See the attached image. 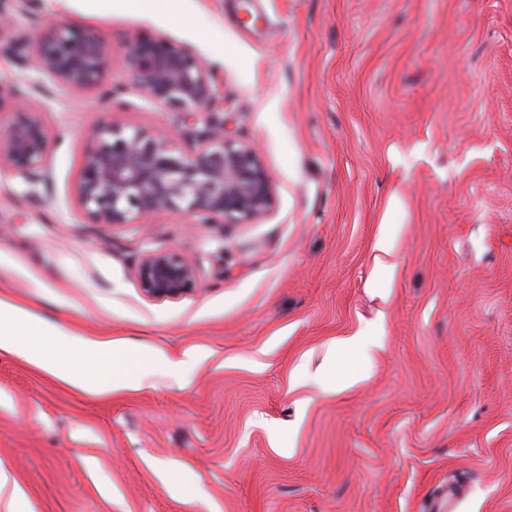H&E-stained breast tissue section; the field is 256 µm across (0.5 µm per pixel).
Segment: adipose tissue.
Segmentation results:
<instances>
[{
  "instance_id": "ef3b65f1",
  "label": "adipose tissue",
  "mask_w": 512,
  "mask_h": 512,
  "mask_svg": "<svg viewBox=\"0 0 512 512\" xmlns=\"http://www.w3.org/2000/svg\"><path fill=\"white\" fill-rule=\"evenodd\" d=\"M0 353L24 359L70 386L87 388L95 374L109 371L102 390L138 387L144 375L129 350L69 335L30 310L0 299Z\"/></svg>"
}]
</instances>
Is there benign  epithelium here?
<instances>
[{
  "instance_id": "obj_1",
  "label": "benign epithelium",
  "mask_w": 512,
  "mask_h": 512,
  "mask_svg": "<svg viewBox=\"0 0 512 512\" xmlns=\"http://www.w3.org/2000/svg\"><path fill=\"white\" fill-rule=\"evenodd\" d=\"M35 70L67 87L94 89L111 69L99 34L80 26L49 27L32 47ZM125 73L153 103L172 108L185 122L197 121L214 97L213 75L200 58L165 38L133 36ZM25 94L8 78L0 80V109L18 119L0 134V168L29 181L47 172L49 137L39 113L24 107ZM205 144L185 156L170 141L131 127L113 114L88 137L78 186V203L93 224H134L148 214L180 208L208 224H250L272 203V184L254 145L224 136V125L208 122ZM142 291L151 298H176L197 285L195 266L179 253L148 254L137 269Z\"/></svg>"
}]
</instances>
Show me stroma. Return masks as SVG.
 Segmentation results:
<instances>
[{
  "instance_id": "35a3bbf8",
  "label": "stroma",
  "mask_w": 512,
  "mask_h": 512,
  "mask_svg": "<svg viewBox=\"0 0 512 512\" xmlns=\"http://www.w3.org/2000/svg\"><path fill=\"white\" fill-rule=\"evenodd\" d=\"M0 13V78L50 137L47 183L0 170V298L182 363L97 392L0 353V512H512V0L145 13L0 0ZM57 23L106 42L101 88L24 64ZM133 35L213 72L209 112L271 178L263 217L88 223L87 130L112 118ZM122 84L127 124L202 147L177 111ZM159 250L195 266L196 288L143 293L137 267ZM352 336L377 337L369 359L335 353Z\"/></svg>"
}]
</instances>
